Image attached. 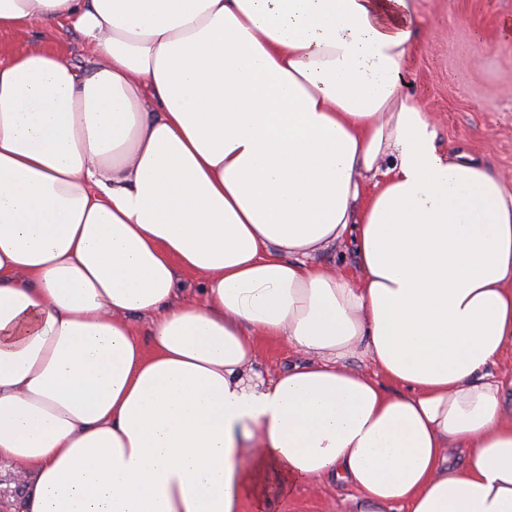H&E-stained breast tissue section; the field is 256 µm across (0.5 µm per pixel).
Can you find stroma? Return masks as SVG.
<instances>
[{
	"label": "stroma",
	"instance_id": "1",
	"mask_svg": "<svg viewBox=\"0 0 512 512\" xmlns=\"http://www.w3.org/2000/svg\"><path fill=\"white\" fill-rule=\"evenodd\" d=\"M419 39L409 67L411 91L437 130L441 149L462 148L490 166L512 191V37L499 34L512 0H414ZM45 41L75 66L91 49L71 25L0 32V59ZM351 487L311 482L265 512H346Z\"/></svg>",
	"mask_w": 512,
	"mask_h": 512
}]
</instances>
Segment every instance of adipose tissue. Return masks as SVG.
I'll use <instances>...</instances> for the list:
<instances>
[{"label": "adipose tissue", "instance_id": "adipose-tissue-1", "mask_svg": "<svg viewBox=\"0 0 512 512\" xmlns=\"http://www.w3.org/2000/svg\"><path fill=\"white\" fill-rule=\"evenodd\" d=\"M34 23L92 57L0 60L22 512H261L325 479L349 512H512V193L407 90L414 0H0ZM344 242L356 284L310 262ZM261 338L299 355L269 381Z\"/></svg>", "mask_w": 512, "mask_h": 512}]
</instances>
